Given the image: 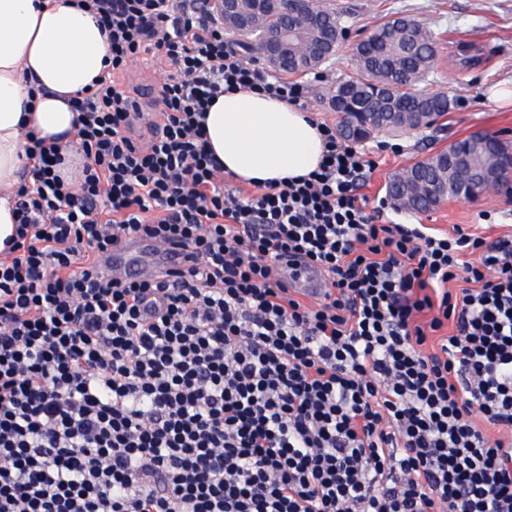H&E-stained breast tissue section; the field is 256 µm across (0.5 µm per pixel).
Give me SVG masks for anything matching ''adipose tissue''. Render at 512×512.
<instances>
[{
    "instance_id": "ef3b65f1",
    "label": "adipose tissue",
    "mask_w": 512,
    "mask_h": 512,
    "mask_svg": "<svg viewBox=\"0 0 512 512\" xmlns=\"http://www.w3.org/2000/svg\"><path fill=\"white\" fill-rule=\"evenodd\" d=\"M107 54L93 15L71 0H0V239L12 232V192L27 163L20 126L70 145L77 114L68 100L99 75ZM206 134L225 173L247 185L308 174L324 153L309 113L251 92L221 95Z\"/></svg>"
}]
</instances>
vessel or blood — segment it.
<instances>
[{"label": "vessel or blood", "mask_w": 512, "mask_h": 512, "mask_svg": "<svg viewBox=\"0 0 512 512\" xmlns=\"http://www.w3.org/2000/svg\"><path fill=\"white\" fill-rule=\"evenodd\" d=\"M184 255L183 249H168L143 236L101 255L96 271L103 277L117 273L130 279L171 280L187 269ZM284 273L292 286L309 298H318L324 289V274L320 269L288 267Z\"/></svg>", "instance_id": "obj_1"}]
</instances>
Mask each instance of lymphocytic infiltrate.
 <instances>
[{"mask_svg":"<svg viewBox=\"0 0 512 512\" xmlns=\"http://www.w3.org/2000/svg\"><path fill=\"white\" fill-rule=\"evenodd\" d=\"M207 3L77 0L108 63L73 99L78 183L26 133L0 512H512V240L375 223L356 195L374 161L325 121L317 170L225 189L211 105L303 108L309 88L245 59ZM142 54L164 67L151 113L122 81ZM138 235L190 248L186 273L95 279ZM284 261L322 269L325 294L301 300Z\"/></svg>","mask_w":512,"mask_h":512,"instance_id":"f902f5d3","label":"lymphocytic infiltrate"}]
</instances>
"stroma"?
<instances>
[{"label": "stroma", "instance_id": "1", "mask_svg": "<svg viewBox=\"0 0 512 512\" xmlns=\"http://www.w3.org/2000/svg\"><path fill=\"white\" fill-rule=\"evenodd\" d=\"M348 11L344 23L352 31L396 15L415 18L434 36L436 59L425 90L447 94L451 106L437 124L394 137L379 134L361 142L378 162L358 190L368 213L379 224H420L432 234L454 227L495 242L512 237V196L488 192L476 202L456 200L426 213L396 209L386 195L391 175L403 167L475 133L512 142V106L499 107L489 96L499 84L512 82V0H331ZM469 44L477 60L461 65L458 49Z\"/></svg>", "mask_w": 512, "mask_h": 512}]
</instances>
